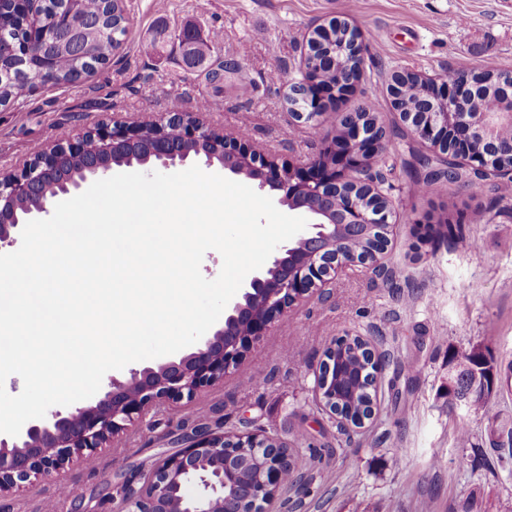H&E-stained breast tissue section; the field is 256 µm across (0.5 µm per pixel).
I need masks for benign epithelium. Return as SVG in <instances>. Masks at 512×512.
Instances as JSON below:
<instances>
[{
	"label": "benign epithelium",
	"mask_w": 512,
	"mask_h": 512,
	"mask_svg": "<svg viewBox=\"0 0 512 512\" xmlns=\"http://www.w3.org/2000/svg\"><path fill=\"white\" fill-rule=\"evenodd\" d=\"M30 5L24 38L10 50L35 63L38 83L55 82L51 47L75 37L68 18L56 14L46 20L36 8L39 0H15ZM347 28L351 50L363 52L360 31L339 17L331 22ZM329 22L311 31L306 42H319ZM174 40L187 55L190 68L209 65L193 61L197 40L178 33ZM407 72L397 70L387 83L393 110L421 141L453 166L464 161L480 177L493 168L512 177V165L499 161L503 149L498 134L512 127V88L499 92L503 108L495 112H456L452 103L475 93L466 78L452 84L418 76L421 98L417 107L404 103L402 83ZM357 73L337 72L335 82L320 84L308 76L307 67L288 80V95L298 105L288 107L297 121L312 122L327 111L331 102L350 93ZM179 137L166 135L169 124ZM346 138L327 146L316 158L297 168L279 167L256 149L249 139L229 137L206 127L192 112H166L149 121L102 124L89 133L77 134L40 145L43 159L29 161L21 171L0 174V247L11 245L26 222L47 217L55 205L76 194L84 185L112 176L114 167L153 164L176 168L195 158L208 167L219 165L235 175L255 182L261 190L278 195V202L309 213L312 222L298 239L282 246L270 266L253 275L242 286L239 298L224 313V322L201 338L197 347L174 360L156 366L132 369L129 377H111L103 395L94 403L52 409L44 418L22 427L19 435H0V490L30 478L63 482L61 470L72 457L85 461L97 448L133 424L150 408L166 401L191 399L198 392L238 368L254 341L285 314L300 297L336 282V276L355 267L378 268L389 244L393 213L389 203H367L355 195L365 188L369 195L385 199V179L372 173L369 161L379 153L384 132L378 120L366 112L340 116ZM76 160L83 162L82 176L69 172ZM363 229L377 237V249L367 256L338 250L339 237ZM332 365L323 359L315 372L314 391L324 412L346 429L355 426L343 419L328 403ZM495 392L474 380L453 399V405L470 408ZM234 448H257L264 436L257 433H214L197 430L189 444L159 459L143 484L128 485L123 491V512H265L269 495L281 486L282 461L270 454L257 461L264 478L240 482L224 468V441ZM199 488L197 493L190 488Z\"/></svg>",
	"instance_id": "7a95c632"
}]
</instances>
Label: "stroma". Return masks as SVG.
Here are the masks:
<instances>
[{"label":"stroma","instance_id":"obj_1","mask_svg":"<svg viewBox=\"0 0 512 512\" xmlns=\"http://www.w3.org/2000/svg\"><path fill=\"white\" fill-rule=\"evenodd\" d=\"M132 18L119 52L76 84L39 85L0 107V172L20 171L32 149L109 121L200 100L206 126L249 139L282 167L319 155L336 137V116L367 112L386 136L377 163L388 174L396 223L385 261L337 278L328 297L309 294L195 398L166 403L115 435L91 461L73 457L71 485L31 479L0 493V512H119L118 488L142 479L181 448L197 418L217 432L260 431L298 451L305 487L275 495L266 512H512V471L501 468L512 431V393L479 410L448 401V361L474 346L512 362V196L498 173L456 183L441 177L419 193L430 150L393 111L382 78L396 69L443 77L448 69L512 71V0H125ZM341 17L365 40L352 93L318 121L294 120L274 70L296 76L309 31ZM224 32L222 54L241 62L215 90L188 70L157 30ZM198 111V110H197ZM343 336L372 337L387 360L374 420L346 434L322 411L314 374ZM470 431L457 438L459 425Z\"/></svg>","mask_w":512,"mask_h":512}]
</instances>
